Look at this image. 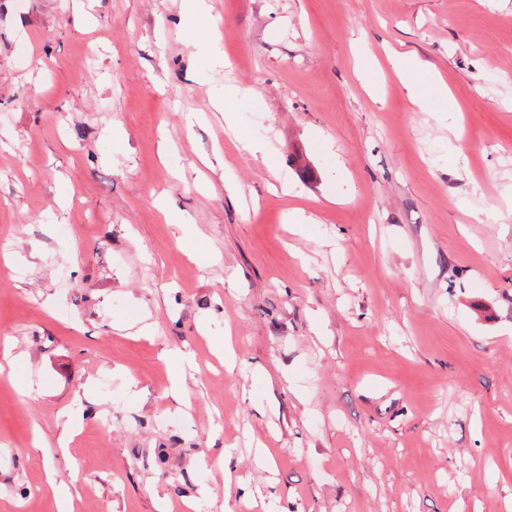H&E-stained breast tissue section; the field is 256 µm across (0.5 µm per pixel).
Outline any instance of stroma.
Returning a JSON list of instances; mask_svg holds the SVG:
<instances>
[{"label":"stroma","instance_id":"1","mask_svg":"<svg viewBox=\"0 0 512 512\" xmlns=\"http://www.w3.org/2000/svg\"><path fill=\"white\" fill-rule=\"evenodd\" d=\"M181 16L0 0V512H512V0Z\"/></svg>","mask_w":512,"mask_h":512}]
</instances>
